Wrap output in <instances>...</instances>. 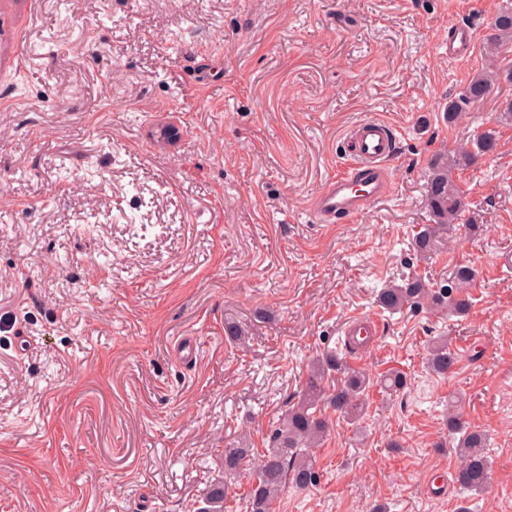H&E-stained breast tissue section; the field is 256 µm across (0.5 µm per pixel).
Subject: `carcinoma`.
<instances>
[{
  "label": "carcinoma",
  "instance_id": "carcinoma-1",
  "mask_svg": "<svg viewBox=\"0 0 512 512\" xmlns=\"http://www.w3.org/2000/svg\"><path fill=\"white\" fill-rule=\"evenodd\" d=\"M494 34L487 40L490 51L512 42V7L504 8L492 23ZM494 87L491 73H479L466 85L470 98L458 95L448 104V115L463 112L474 103L484 100ZM474 159L472 152L459 150L453 154H439L431 162L427 178L426 202L434 226L417 233L413 246L414 259H425L436 248L438 235L454 226L472 227L463 219L462 192L454 180V172L466 167ZM476 271L469 265L455 267L448 282L436 288L422 278L415 277L401 284L389 285L377 293V303L389 313L404 310L448 311L465 316L470 299L464 289L470 287ZM458 362L457 353L446 336L432 340L428 351V367L445 377L453 372ZM336 375V387L326 394L324 380ZM377 385L387 395H397L407 386V377L401 371L387 372L372 379L364 370L349 365L343 353L328 351L312 366L305 387L298 400L288 403L269 438V448L263 451L256 465L255 477L249 491L250 512H273V506L286 485L307 489L320 480V470L312 448L320 445L329 422L321 414V405L333 407L350 424L361 420L367 412V392ZM452 436L453 451L460 463L454 474L459 488L483 493L489 486L492 463L484 448L487 434L462 421L455 409L448 408L446 421ZM253 449L227 446L220 462V475L203 493L197 512H224L228 493L227 480L237 475L252 461Z\"/></svg>",
  "mask_w": 512,
  "mask_h": 512
}]
</instances>
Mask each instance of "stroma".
I'll use <instances>...</instances> for the list:
<instances>
[{"label":"stroma","mask_w":512,"mask_h":512,"mask_svg":"<svg viewBox=\"0 0 512 512\" xmlns=\"http://www.w3.org/2000/svg\"><path fill=\"white\" fill-rule=\"evenodd\" d=\"M512 0H18L0 12V512H197L226 445L262 454L350 317L379 336L350 361L406 389L369 391L360 424L326 409L319 483L276 512H512ZM475 45L448 58V29ZM482 71L492 93L456 118ZM383 120L392 189L335 224L309 208L353 123ZM161 126L172 141H156ZM492 132L457 171L467 218L406 264L431 221V160ZM36 200L24 210L19 202ZM477 273L467 316L389 314L412 274ZM248 326L246 345L224 325ZM448 336L458 362L427 367ZM191 339L195 357L177 359ZM488 434L482 494L430 472L458 460L449 396ZM492 29L495 33L487 40L488 50L496 51L501 45L512 42V7L504 8L494 19ZM494 87V77L492 73H479L471 78L465 88L468 90L470 98L463 96V91L455 100L448 104V116H452L457 112H465L466 108L474 103L484 100ZM457 353L452 348L448 336H438L432 340L428 351V367L440 377L448 376L453 372L454 366L458 362Z\"/></svg>","instance_id":"obj_1"}]
</instances>
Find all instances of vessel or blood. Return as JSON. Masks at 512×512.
<instances>
[{
  "label": "vessel or blood",
  "instance_id": "b4317fda",
  "mask_svg": "<svg viewBox=\"0 0 512 512\" xmlns=\"http://www.w3.org/2000/svg\"><path fill=\"white\" fill-rule=\"evenodd\" d=\"M473 41L469 26H451L448 30L449 58L468 56ZM344 150L346 164L312 203V211L322 224L363 214L390 192L388 164L397 150L392 126L375 118L365 119L347 132Z\"/></svg>",
  "mask_w": 512,
  "mask_h": 512
}]
</instances>
